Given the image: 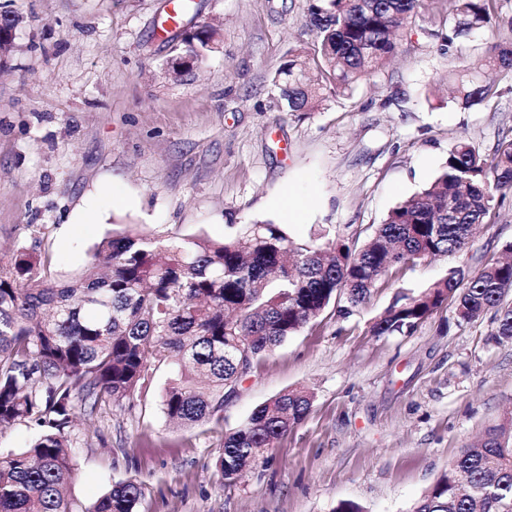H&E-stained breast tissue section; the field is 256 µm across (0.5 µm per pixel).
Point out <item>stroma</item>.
<instances>
[{
	"label": "stroma",
	"instance_id": "1",
	"mask_svg": "<svg viewBox=\"0 0 512 512\" xmlns=\"http://www.w3.org/2000/svg\"><path fill=\"white\" fill-rule=\"evenodd\" d=\"M168 0H0L18 13L0 57V264L23 247L59 278L133 227L156 238L221 240L240 225L283 224L298 241L335 231L367 240L388 212L430 184L457 139L492 158L512 137V80L485 107L452 100L448 79L512 31L449 39V0L400 34L388 63L320 110L288 111L272 81L293 49L313 46L310 0H193V24L219 46L181 79L165 74ZM126 202L98 224L79 216L100 188ZM512 244V195L460 252L401 271L340 316L344 299L265 357L222 416L169 424L154 369L133 401L101 403L75 430L80 506L109 483L142 485L138 512H410L449 461L512 421V343L487 314L457 323L443 304L412 332L371 327L398 292L449 270L472 274ZM305 388L312 410L237 482L217 467L224 434L277 394Z\"/></svg>",
	"mask_w": 512,
	"mask_h": 512
}]
</instances>
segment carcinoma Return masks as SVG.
I'll list each match as a JSON object with an SVG mask.
<instances>
[{
  "label": "carcinoma",
  "instance_id": "carcinoma-1",
  "mask_svg": "<svg viewBox=\"0 0 512 512\" xmlns=\"http://www.w3.org/2000/svg\"><path fill=\"white\" fill-rule=\"evenodd\" d=\"M453 34L484 28L497 0H455ZM424 0H312L316 49L300 47L273 81L290 112H314L328 91L344 92L382 68L397 36L421 15ZM217 29L200 25L169 40L170 55L202 62ZM488 69L512 77V41L488 45L481 67L456 70L457 99L488 104ZM512 192V139L488 161L460 141L438 177L394 207L361 246L321 234L300 243L283 224L241 225L223 240L167 239L131 230L103 240L68 279L24 248L0 266V428L39 427L30 443L0 450V512H136L142 490L118 481L88 508L67 497L75 471L71 428L106 400L121 403L147 387L152 366L175 365L160 397L165 417L193 426L224 411V394L275 347L344 297L364 304L389 276L429 258L461 251ZM512 262L464 278L456 270L418 295H401L372 326L378 336L414 330L445 302L470 323L491 311L494 336L512 342ZM312 395L294 389L257 406L224 435L217 464L238 480L256 457L310 413ZM411 512H512V437L489 430L465 449Z\"/></svg>",
  "mask_w": 512,
  "mask_h": 512
}]
</instances>
